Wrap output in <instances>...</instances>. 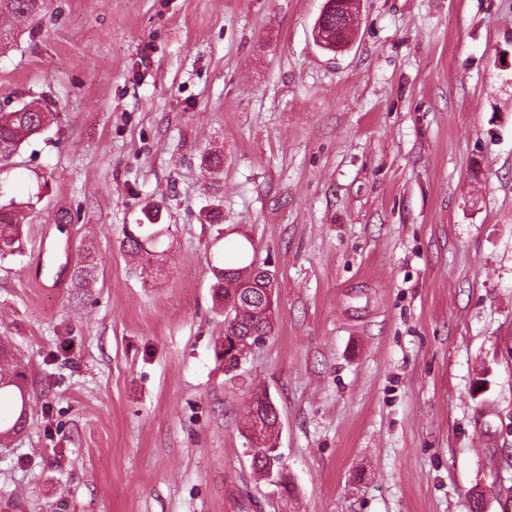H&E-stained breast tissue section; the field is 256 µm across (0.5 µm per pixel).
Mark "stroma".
Wrapping results in <instances>:
<instances>
[{"instance_id":"1","label":"stroma","mask_w":512,"mask_h":512,"mask_svg":"<svg viewBox=\"0 0 512 512\" xmlns=\"http://www.w3.org/2000/svg\"><path fill=\"white\" fill-rule=\"evenodd\" d=\"M357 4L336 54L312 36L324 0H45L11 20L0 106L56 119L0 165L34 203L0 262L30 393L0 512H469L476 494L504 512L512 0ZM154 206L171 237L127 255ZM60 239L92 286L55 288ZM245 239L277 309L229 371L207 259ZM259 393L279 484L251 465Z\"/></svg>"}]
</instances>
